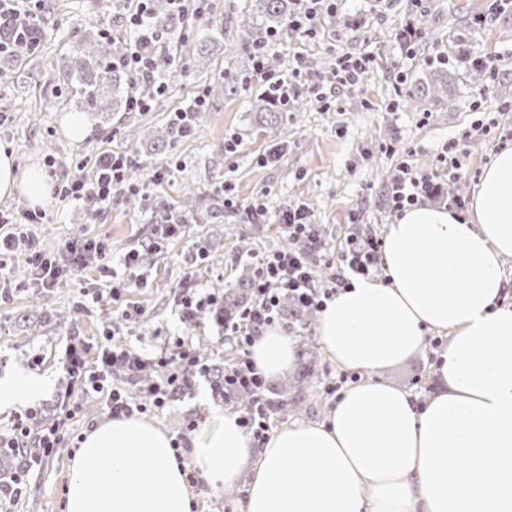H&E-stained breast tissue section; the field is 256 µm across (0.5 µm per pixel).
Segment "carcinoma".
<instances>
[{"instance_id": "carcinoma-1", "label": "carcinoma", "mask_w": 512, "mask_h": 512, "mask_svg": "<svg viewBox=\"0 0 512 512\" xmlns=\"http://www.w3.org/2000/svg\"><path fill=\"white\" fill-rule=\"evenodd\" d=\"M260 13L264 24L258 29V24L249 13L237 15L235 25L241 32L242 46L248 54H254V48L264 44L272 35H278L288 30L293 8L288 6V0H258ZM147 36L150 44L147 49L154 71L164 73L172 64L167 43L174 40L178 43L182 58L190 60L198 69L204 70L209 66V60L204 51L206 36L197 34L191 36L183 30L182 17L173 10L167 0H154L149 13ZM0 40L9 50L5 54L14 62L38 54L43 45V30L40 26L25 24L23 26L4 19L0 21ZM127 52L124 41H116L98 34L92 42L85 45L81 53L74 58L73 74L77 83L75 95L76 106L79 110L99 118L110 112L127 110V102L133 83L132 75L126 72L119 61ZM239 85V77L220 76L213 78L206 90V97H219L233 93ZM430 98L438 103L448 100V68L437 66L429 72V80L407 88L404 101L414 111L421 110L425 99ZM263 112H283L286 106L282 104L281 92L275 88H267L261 98ZM250 294V288L242 292L234 291L224 295V312L234 314L242 305L243 296ZM304 393L290 399L284 393L270 404L275 414L286 415L296 410L304 401Z\"/></svg>"}]
</instances>
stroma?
I'll return each mask as SVG.
<instances>
[{"mask_svg": "<svg viewBox=\"0 0 512 512\" xmlns=\"http://www.w3.org/2000/svg\"><path fill=\"white\" fill-rule=\"evenodd\" d=\"M254 0H213L202 19L186 17L188 33L218 28L207 71L187 61L175 63L164 76L166 91L146 112H115L89 121L90 133L73 141L62 119L75 112L74 90L66 70L84 40L103 30L125 25V10L117 0H41L48 34L39 55L25 58L0 72V148L12 152L20 171L41 169L50 184L80 179L91 172L103 153L137 168L139 176L125 182L111 204L94 213L84 206L51 195L44 208L46 224L23 228L8 266L17 284L0 300V379L25 373L48 380V390L31 406L40 420L55 418L69 377L65 347L70 336L101 340L117 328L122 340L150 354L177 336L191 337L200 362L223 363L220 331L214 323L183 319L176 305L185 281L216 291L232 288L253 273L250 255L281 247L276 225L249 218L246 204L262 201L269 209L283 204L308 208L322 235L339 243L351 223L385 236L394 223L386 197L387 185L399 175L397 152L410 150L409 163L427 173L437 164L445 144L484 123L490 132L472 141L463 160L462 176L440 184L441 197H470L493 154L512 147V12L491 17L473 29L472 15L487 12L491 0H425L421 15H413L412 0H338L335 16L326 18L312 39L287 38L275 47L278 64L268 65L267 77H252L236 94L207 101L190 135L157 144L154 132L204 94L208 76L251 68L234 21L251 11ZM414 19L423 38L415 57H401L400 30ZM448 55V104L427 111L408 109L394 75L407 83L429 73L437 53ZM372 54L374 62L358 85L340 88L334 102L317 101L313 91L325 87L344 56ZM302 76L297 90L302 109L280 113L269 121L254 112L253 103L268 80L287 78L293 67ZM279 149L275 163L263 154ZM232 195L235 207L224 205ZM185 215L180 235L161 241L143 271L146 287L131 288L119 299L102 295L99 274L87 270L45 291L27 275L30 245L55 255L69 239L96 237L107 243L113 258L148 241L166 212ZM138 307L139 320L126 321L122 309ZM317 315L290 321L289 336L296 350L313 352L314 374L306 382L311 398L303 409L270 419L271 428L294 421L315 422L333 402L324 387L340 370L323 353L315 326ZM385 381L426 401L440 387L428 352H421L382 374ZM78 410L53 452L27 473L22 492L0 501V512H62L64 493L80 439L106 418L104 395L74 393ZM213 395L209 373L198 375L191 390L177 394L164 410L146 413L170 435L185 433L195 440L211 410H227ZM196 430H189V423ZM246 484L215 491L194 487L193 512H239Z\"/></svg>", "mask_w": 512, "mask_h": 512, "instance_id": "stroma-1", "label": "stroma"}]
</instances>
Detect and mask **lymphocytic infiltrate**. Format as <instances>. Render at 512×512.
<instances>
[{
	"instance_id": "obj_1",
	"label": "lymphocytic infiltrate",
	"mask_w": 512,
	"mask_h": 512,
	"mask_svg": "<svg viewBox=\"0 0 512 512\" xmlns=\"http://www.w3.org/2000/svg\"><path fill=\"white\" fill-rule=\"evenodd\" d=\"M296 4L289 29L300 38H314L322 19L336 11V0H296ZM124 65L138 82L129 98L130 111L148 110L152 93L163 92L164 80L155 74L139 45L131 46ZM487 133V126L478 124L474 126L472 136L448 143L442 153V164L427 174L414 171L407 161H400V175L388 191L392 211H402L430 196L438 179L458 178L461 159L468 152L471 137ZM99 164L101 173L95 184L89 186L78 179L67 181L60 190L62 199L81 203L95 212L109 205L117 187L125 180L124 164L108 154L100 156ZM275 222L288 237L290 248L285 252L273 250L253 254V301L236 319L223 323L224 348L233 355L224 366V383L252 392L254 404L240 416L239 424L259 444L268 439L270 423L264 396L266 379L251 358V348L267 328L282 322V294H293L303 305L321 310L325 300L347 285L349 274L367 277L377 273L382 246L376 232L356 225L341 246L330 249L316 225L311 223L308 210L302 206L282 207L275 214ZM175 230L172 224L156 227L153 240L129 250L123 262L126 276L116 282L111 279L112 255L106 244L94 237L66 241L58 256L52 259L45 257L39 249H31L27 263L34 281L49 290L59 287L68 276L96 267L101 276L110 278L111 292L116 295L139 283L137 270L147 254L156 249L158 240L172 236ZM320 262L333 268L330 282H316L310 274V265ZM149 367L153 368L156 378L145 386L147 401L142 404L129 395L123 379ZM66 368L83 392H107L106 411L116 419L145 413L150 407L164 408L172 396L188 386L201 371L189 338H176L170 351L149 356L120 344L111 331L106 332L103 343L94 347L80 339H72L66 349ZM74 414V405H65L63 415L43 424L35 432L30 427L35 415L27 413L26 417L16 419L8 433L0 434V448H38L43 455H50L58 447L61 433Z\"/></svg>"
}]
</instances>
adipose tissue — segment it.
Instances as JSON below:
<instances>
[{
  "mask_svg": "<svg viewBox=\"0 0 512 512\" xmlns=\"http://www.w3.org/2000/svg\"><path fill=\"white\" fill-rule=\"evenodd\" d=\"M38 169L0 149V200L51 193ZM512 147L484 167L465 214L405 209L390 225L384 279L354 278L319 313L316 335L339 368L361 372L318 422H294L255 447L232 411H214L191 465L216 490L248 477L241 512H512ZM451 336L417 403L381 381ZM251 358L266 376L293 369L283 330L259 336ZM159 425L131 417L87 433L69 466L64 512H191L185 464Z\"/></svg>",
  "mask_w": 512,
  "mask_h": 512,
  "instance_id": "obj_1",
  "label": "adipose tissue"
}]
</instances>
